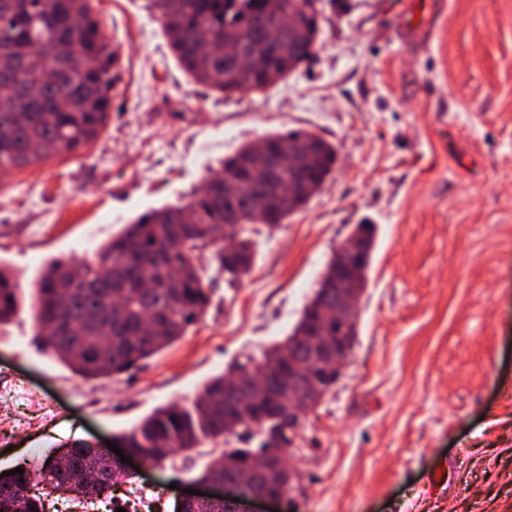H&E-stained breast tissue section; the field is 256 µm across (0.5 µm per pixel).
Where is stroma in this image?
Segmentation results:
<instances>
[{
    "instance_id": "1",
    "label": "stroma",
    "mask_w": 512,
    "mask_h": 512,
    "mask_svg": "<svg viewBox=\"0 0 512 512\" xmlns=\"http://www.w3.org/2000/svg\"><path fill=\"white\" fill-rule=\"evenodd\" d=\"M434 2L429 31L409 37L388 0H336L308 65L227 101L184 72L149 0H95L120 58L108 127L79 153L0 177V260L24 287L52 258L92 255L179 203L263 132L320 135L336 166L260 238L242 287L206 273L205 315L128 373H73L41 348L29 309L0 325V469L77 440L117 442L233 361L261 358L333 252L372 224L355 345L287 455L300 480L279 508L252 512H512V0ZM223 449L167 457L120 485L112 507L172 512Z\"/></svg>"
}]
</instances>
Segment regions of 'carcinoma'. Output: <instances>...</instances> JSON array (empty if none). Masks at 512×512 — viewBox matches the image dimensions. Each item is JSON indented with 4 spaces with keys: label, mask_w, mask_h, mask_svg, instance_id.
Here are the masks:
<instances>
[{
    "label": "carcinoma",
    "mask_w": 512,
    "mask_h": 512,
    "mask_svg": "<svg viewBox=\"0 0 512 512\" xmlns=\"http://www.w3.org/2000/svg\"><path fill=\"white\" fill-rule=\"evenodd\" d=\"M321 0H279L281 11L293 21L284 35L282 51L266 57V67L287 74L314 55ZM159 14L170 47L186 73L197 83L230 97L245 91L267 89L263 73L243 77L225 63L224 37L263 47V34L276 25L268 0H151ZM76 20L80 37L74 38L70 21ZM206 29L215 49L199 47L197 33ZM67 47L76 44V58H66L69 71L66 92L30 72L29 56L42 44ZM8 53L23 79L0 78V104L13 109L0 111V174L25 169L63 153H78L105 128L112 112L117 55L102 33V21L94 0H0V52ZM265 151L282 153L290 142L302 145L297 161L276 174L251 175L246 162L254 143L242 145L224 159L220 172L207 179L203 191L192 194L187 204L146 212L91 258H54L38 281L35 322L46 348L74 373L88 379L108 380L135 367L170 346L203 314L209 295L203 285L201 265H209L233 286L253 263L258 230L281 226L301 210L319 190L336 165L333 143L306 130L274 132L262 136ZM242 179V192L224 194V175ZM287 183L292 193L283 205L266 200L278 186ZM158 259L164 269L155 273L152 286L143 288L136 270ZM67 280L72 288L63 294L57 282ZM21 284L0 266V324L10 322L19 311ZM335 284L319 280L292 333L269 348L262 364L270 366L279 389L288 391V365L277 354L294 345L310 324L320 305L335 296ZM221 374L204 385L192 409L177 405L159 408L142 420L127 436L142 449L150 463L166 458L164 448L190 452L207 439L233 435L242 446L221 454L220 461L203 465L198 479L224 476V467L243 472L249 457L266 448H288L296 436L294 423L274 395L259 392L249 412L238 418L236 429L224 427L231 414L224 401ZM71 467L60 468L51 452L39 465L18 464L23 473L0 478V496L8 512H47L46 501L55 494L75 509L84 500V483L104 474L100 451L76 442L70 448ZM129 475H110L96 489L95 501L107 499Z\"/></svg>",
    "instance_id": "1"
}]
</instances>
